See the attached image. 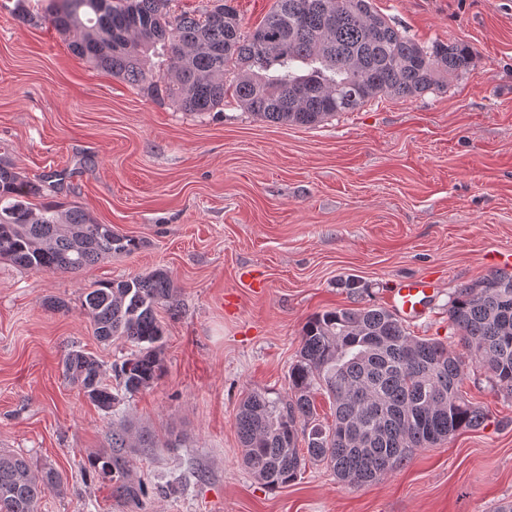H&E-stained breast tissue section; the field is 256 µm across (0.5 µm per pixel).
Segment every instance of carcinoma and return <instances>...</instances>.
Returning <instances> with one entry per match:
<instances>
[{
    "instance_id": "cac0c4a2",
    "label": "carcinoma",
    "mask_w": 512,
    "mask_h": 512,
    "mask_svg": "<svg viewBox=\"0 0 512 512\" xmlns=\"http://www.w3.org/2000/svg\"><path fill=\"white\" fill-rule=\"evenodd\" d=\"M169 2L49 0L44 19L74 36V55L152 100L213 112L230 94L261 120L306 127L381 95L413 98L446 89L472 59L462 41L419 43L377 13L371 0H275L251 32L242 31L226 3L175 14ZM32 197H45V180L23 177L0 159V259L26 270L74 273L140 246L110 224L90 221L77 206L48 201L34 208ZM174 290L169 273L156 269L85 292L82 307L95 335L137 347L113 369L129 394L162 376L165 328L156 308ZM448 321L472 360L511 396L512 273L496 271L455 289ZM62 366L97 407L112 408L117 395L104 384L97 358L70 350ZM463 376V361L447 345L411 335L384 307L318 313L303 326L290 394L271 398L254 390L242 398L235 424L243 463L271 488L295 481L308 461L326 465L349 485L376 480L414 451L484 424L486 414L459 392ZM317 390L335 405L328 427L316 423ZM112 447L153 444L142 436L132 442L127 429L117 427ZM125 468V461L106 457L94 472ZM63 487L56 469L0 453V512H37L45 492Z\"/></svg>"
}]
</instances>
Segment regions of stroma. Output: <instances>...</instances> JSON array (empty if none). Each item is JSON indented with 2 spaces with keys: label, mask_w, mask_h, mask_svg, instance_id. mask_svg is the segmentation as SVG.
<instances>
[{
  "label": "stroma",
  "mask_w": 512,
  "mask_h": 512,
  "mask_svg": "<svg viewBox=\"0 0 512 512\" xmlns=\"http://www.w3.org/2000/svg\"><path fill=\"white\" fill-rule=\"evenodd\" d=\"M48 0H0V157L49 199L139 240L77 273L0 260V450L62 472L38 512H493L512 500V397L448 326V297L512 273V0H373L428 45L460 40L469 69L443 91L383 95L313 127L263 122L225 98L184 112L73 55L40 16ZM158 268L176 283L156 315L164 375L111 411L65 379L72 349L103 379L131 344L100 341L84 292ZM437 284L405 325L465 360L461 392L488 416L358 487L307 464L271 490L242 463L235 414L250 390L285 393L313 314L388 306L406 277ZM355 281L348 289L346 281ZM156 440L123 481L89 475L113 425Z\"/></svg>",
  "instance_id": "stroma-1"
}]
</instances>
